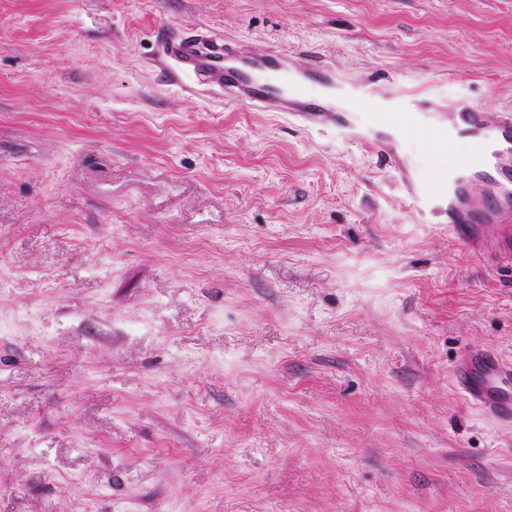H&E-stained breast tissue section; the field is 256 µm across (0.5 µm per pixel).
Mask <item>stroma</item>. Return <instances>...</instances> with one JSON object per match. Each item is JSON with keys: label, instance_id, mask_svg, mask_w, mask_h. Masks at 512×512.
<instances>
[{"label": "stroma", "instance_id": "stroma-1", "mask_svg": "<svg viewBox=\"0 0 512 512\" xmlns=\"http://www.w3.org/2000/svg\"><path fill=\"white\" fill-rule=\"evenodd\" d=\"M253 54L512 113V0H0V512H512V259L388 149L160 57ZM512 359L486 350L468 355L454 371V380L464 396L488 418L512 424Z\"/></svg>", "mask_w": 512, "mask_h": 512}]
</instances>
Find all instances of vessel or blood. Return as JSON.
Here are the masks:
<instances>
[{
  "mask_svg": "<svg viewBox=\"0 0 512 512\" xmlns=\"http://www.w3.org/2000/svg\"><path fill=\"white\" fill-rule=\"evenodd\" d=\"M161 53L179 74L223 93L227 101L287 112L307 125L336 121L369 145L390 140L396 166L409 176L406 197L413 210L447 221L474 250L494 245L502 255H512L511 114L493 118L459 100L442 106L405 89L382 99L364 84L337 81L318 56H309L306 66L296 69L286 50L248 56L200 29L164 41ZM420 136L430 144L431 161L440 151L463 145V169L439 168L429 180H412L416 161L403 147ZM476 179L485 182L486 193L471 189ZM511 378L512 359L490 350L469 354L454 371L458 389L472 404L488 418L510 425L512 389L506 382Z\"/></svg>",
  "mask_w": 512,
  "mask_h": 512,
  "instance_id": "b4317fda",
  "label": "vessel or blood"
}]
</instances>
